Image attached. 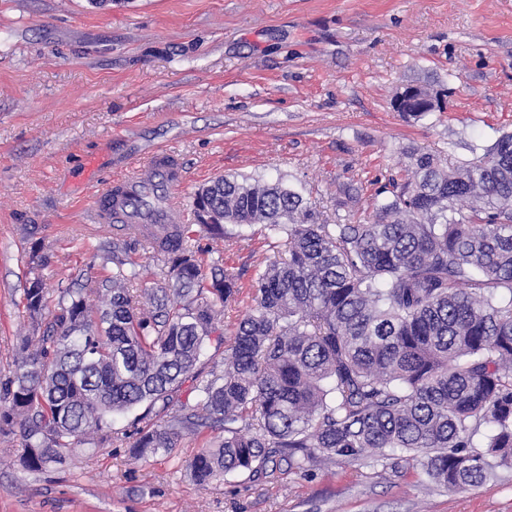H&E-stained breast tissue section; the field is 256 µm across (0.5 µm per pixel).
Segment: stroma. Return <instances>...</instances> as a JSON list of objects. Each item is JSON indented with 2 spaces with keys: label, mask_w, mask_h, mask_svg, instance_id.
Returning a JSON list of instances; mask_svg holds the SVG:
<instances>
[{
  "label": "stroma",
  "mask_w": 512,
  "mask_h": 512,
  "mask_svg": "<svg viewBox=\"0 0 512 512\" xmlns=\"http://www.w3.org/2000/svg\"><path fill=\"white\" fill-rule=\"evenodd\" d=\"M416 82L448 87L447 112H394L395 89ZM503 128L512 0H0V382L30 330L31 272L53 304L61 283L111 275L94 198L154 151L183 165L187 223L200 186L238 173L302 189L328 223L364 222L377 185L404 177V149L453 164ZM225 232L193 243L239 276L229 331L274 250L264 225ZM212 436L146 460L129 437L40 472L17 466L20 435L1 436L0 512H512V467L464 492L370 463L202 488L187 465Z\"/></svg>",
  "instance_id": "35a3bbf8"
}]
</instances>
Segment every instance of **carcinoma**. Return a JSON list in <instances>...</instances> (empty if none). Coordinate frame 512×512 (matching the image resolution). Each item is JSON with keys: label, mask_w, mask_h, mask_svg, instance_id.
I'll use <instances>...</instances> for the list:
<instances>
[{"label": "carcinoma", "mask_w": 512, "mask_h": 512, "mask_svg": "<svg viewBox=\"0 0 512 512\" xmlns=\"http://www.w3.org/2000/svg\"><path fill=\"white\" fill-rule=\"evenodd\" d=\"M472 154L450 165L406 151L403 182L363 224L322 222L282 179L225 175L197 190L211 237L262 224L288 247L259 270L249 313L205 375L198 363L212 335L224 341L239 277L205 268L190 225L147 240L162 262L156 287L119 270L62 289L49 311L42 280L27 281L32 333L0 384V436L20 431L18 465L39 472L82 444L125 439L116 418L167 412L190 380L196 402L136 428L130 454L167 457L217 431L188 464L200 486L259 478L274 457L298 472L364 461L397 472L409 453L422 483L491 481L512 466V132ZM141 205L163 207L158 187ZM134 234L112 232L116 266ZM90 295L104 305L90 308Z\"/></svg>", "instance_id": "1"}]
</instances>
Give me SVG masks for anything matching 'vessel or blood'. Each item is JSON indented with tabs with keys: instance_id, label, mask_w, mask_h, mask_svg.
Wrapping results in <instances>:
<instances>
[{
	"instance_id": "obj_1",
	"label": "vessel or blood",
	"mask_w": 512,
	"mask_h": 512,
	"mask_svg": "<svg viewBox=\"0 0 512 512\" xmlns=\"http://www.w3.org/2000/svg\"><path fill=\"white\" fill-rule=\"evenodd\" d=\"M156 179L166 189H174L182 183L184 171L174 153L160 151L147 162ZM140 181L136 177L119 179L111 188L101 194L93 210V220L98 224H137L146 236L161 234L164 226L180 224L184 221V213L174 201H167L166 208L159 217L158 224H142L138 211Z\"/></svg>"
}]
</instances>
